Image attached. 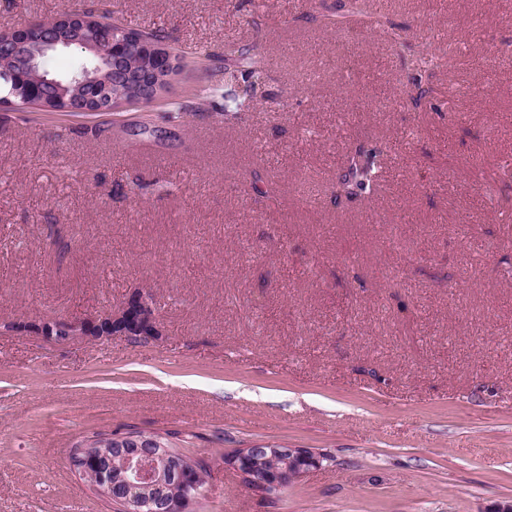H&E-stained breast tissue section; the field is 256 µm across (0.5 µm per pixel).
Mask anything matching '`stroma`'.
Wrapping results in <instances>:
<instances>
[{
  "instance_id": "stroma-1",
  "label": "stroma",
  "mask_w": 512,
  "mask_h": 512,
  "mask_svg": "<svg viewBox=\"0 0 512 512\" xmlns=\"http://www.w3.org/2000/svg\"><path fill=\"white\" fill-rule=\"evenodd\" d=\"M344 0H0V31L69 8L199 50L161 101L0 104V512H116L73 445L133 426L211 462L193 512H490L512 498V0H393L405 43L347 53ZM446 36L426 102L405 58ZM258 46L245 75L227 43ZM369 209L328 188L359 143ZM279 189L252 192V170ZM151 293L162 341L55 347L7 331ZM322 467L263 502L231 448ZM226 60L237 67L246 68L249 77L262 78L265 74V67L255 54H251L248 49L243 47H229L226 53ZM265 448H257L249 446L248 448H238V455H256V456H266L268 458L272 457L274 453L276 454H285L288 455V459L290 460H300L305 461L309 465L303 466L302 471L299 476L293 477L291 481H295L299 478L305 477L307 474L317 469L321 465L322 456L320 453L313 451L310 448H282L278 447L272 443H266Z\"/></svg>"
}]
</instances>
